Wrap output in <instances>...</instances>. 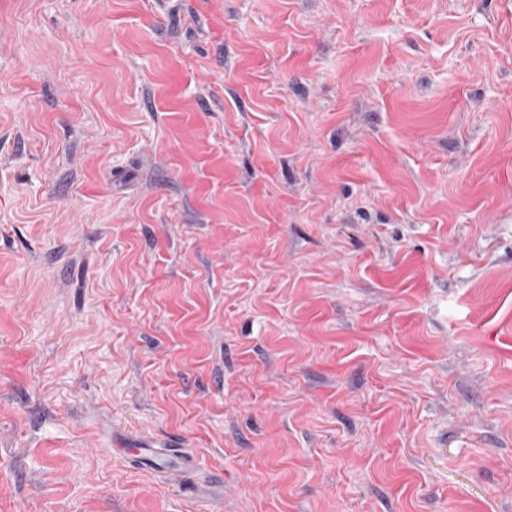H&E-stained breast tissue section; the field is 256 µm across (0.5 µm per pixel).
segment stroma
Here are the masks:
<instances>
[{
	"mask_svg": "<svg viewBox=\"0 0 512 512\" xmlns=\"http://www.w3.org/2000/svg\"><path fill=\"white\" fill-rule=\"evenodd\" d=\"M0 512H512V0H0Z\"/></svg>",
	"mask_w": 512,
	"mask_h": 512,
	"instance_id": "35a3bbf8",
	"label": "stroma"
}]
</instances>
